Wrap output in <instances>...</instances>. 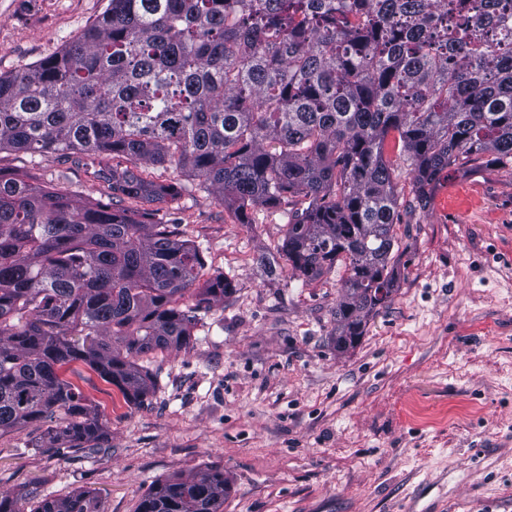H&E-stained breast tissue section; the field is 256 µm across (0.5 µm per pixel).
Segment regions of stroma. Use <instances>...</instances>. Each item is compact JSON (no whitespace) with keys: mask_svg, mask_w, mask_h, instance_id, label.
Wrapping results in <instances>:
<instances>
[{"mask_svg":"<svg viewBox=\"0 0 512 512\" xmlns=\"http://www.w3.org/2000/svg\"><path fill=\"white\" fill-rule=\"evenodd\" d=\"M108 4L0 0V74L61 50ZM0 174L144 208L50 153H1ZM145 174L185 186L156 217L236 291L199 310L188 349L141 356L156 378L144 405L82 363L63 367L104 444L46 451L41 423L1 436L0 492L93 490L99 512H136L157 480L217 466L224 512H512V172L476 162L441 175L427 207L403 216L397 291L345 353L330 341L343 265L306 284L257 262L303 198L248 208L244 224L193 177Z\"/></svg>","mask_w":512,"mask_h":512,"instance_id":"stroma-1","label":"stroma"}]
</instances>
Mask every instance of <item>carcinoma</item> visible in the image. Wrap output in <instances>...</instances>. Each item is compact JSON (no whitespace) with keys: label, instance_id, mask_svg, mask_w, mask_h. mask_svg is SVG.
I'll use <instances>...</instances> for the list:
<instances>
[{"label":"carcinoma","instance_id":"obj_1","mask_svg":"<svg viewBox=\"0 0 512 512\" xmlns=\"http://www.w3.org/2000/svg\"><path fill=\"white\" fill-rule=\"evenodd\" d=\"M392 133L422 201L447 169L512 171V0H109L60 51L0 74V153L57 154L147 201L181 195L141 171L168 164L244 224L249 206L308 199L277 253L305 283L344 262L338 353L397 290ZM203 269L175 224L0 174V436L48 420L49 450L101 439L60 369L80 361L143 404L155 382L139 357L188 348L196 310L236 290ZM228 490L220 469L174 474L136 512H224ZM97 504L0 493V512Z\"/></svg>","mask_w":512,"mask_h":512}]
</instances>
